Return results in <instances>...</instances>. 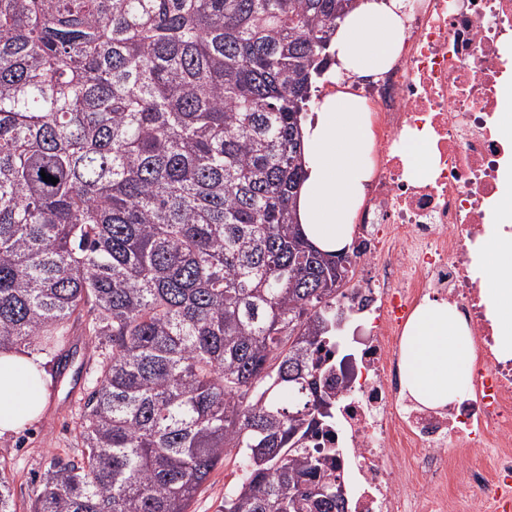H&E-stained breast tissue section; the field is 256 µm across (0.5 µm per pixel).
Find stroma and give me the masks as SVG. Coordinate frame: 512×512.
I'll use <instances>...</instances> for the list:
<instances>
[{
  "instance_id": "1",
  "label": "stroma",
  "mask_w": 512,
  "mask_h": 512,
  "mask_svg": "<svg viewBox=\"0 0 512 512\" xmlns=\"http://www.w3.org/2000/svg\"><path fill=\"white\" fill-rule=\"evenodd\" d=\"M66 345L77 348L76 364L64 374H51L48 403L42 417L19 432L0 436V460L12 468L14 498L22 508L29 506L54 461L73 459L81 454L74 422L78 404L95 377L99 350L74 329L70 330ZM237 474L235 458H227L199 490L191 512H218L224 501V488Z\"/></svg>"
}]
</instances>
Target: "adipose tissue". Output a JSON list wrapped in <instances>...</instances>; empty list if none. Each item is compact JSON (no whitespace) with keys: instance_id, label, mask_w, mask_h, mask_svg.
<instances>
[{"instance_id":"1","label":"adipose tissue","mask_w":512,"mask_h":512,"mask_svg":"<svg viewBox=\"0 0 512 512\" xmlns=\"http://www.w3.org/2000/svg\"><path fill=\"white\" fill-rule=\"evenodd\" d=\"M403 0H359L339 20L332 39L336 74L377 80L399 55L405 37ZM372 131L360 98L339 91L326 96L305 129L308 178L299 197L307 237L333 252L348 246L353 220L372 171L367 154ZM484 278L482 298L495 330V349L512 358V233L495 230L476 256ZM472 332L445 302L419 307L404 343L402 392L428 406L455 403L472 375ZM42 360L28 349H0V435L36 422L48 397Z\"/></svg>"}]
</instances>
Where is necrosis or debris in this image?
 <instances>
[{"instance_id": "1", "label": "necrosis or debris", "mask_w": 512, "mask_h": 512, "mask_svg": "<svg viewBox=\"0 0 512 512\" xmlns=\"http://www.w3.org/2000/svg\"><path fill=\"white\" fill-rule=\"evenodd\" d=\"M400 56L375 81H344L374 132L373 176L355 217L363 241L343 305L363 323L358 358L345 367L340 470L352 474L351 512H497L512 484V359L495 332L471 268L502 210L512 140L497 119L512 112V0H406ZM427 131L435 171L406 176L402 145ZM454 305L475 339L464 401L402 403V340L426 301ZM456 448L485 462L456 478Z\"/></svg>"}]
</instances>
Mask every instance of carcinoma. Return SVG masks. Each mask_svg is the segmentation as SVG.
<instances>
[{"label":"carcinoma","instance_id":"obj_1","mask_svg":"<svg viewBox=\"0 0 512 512\" xmlns=\"http://www.w3.org/2000/svg\"><path fill=\"white\" fill-rule=\"evenodd\" d=\"M357 0H0V348L101 349L30 512H346L304 114ZM58 179L43 181L41 173ZM0 461V512H18ZM323 486L327 493L316 494ZM238 473L235 452L232 451L226 462L214 470L199 490L191 505V512H218L220 504H224L225 485L233 481Z\"/></svg>","mask_w":512,"mask_h":512}]
</instances>
